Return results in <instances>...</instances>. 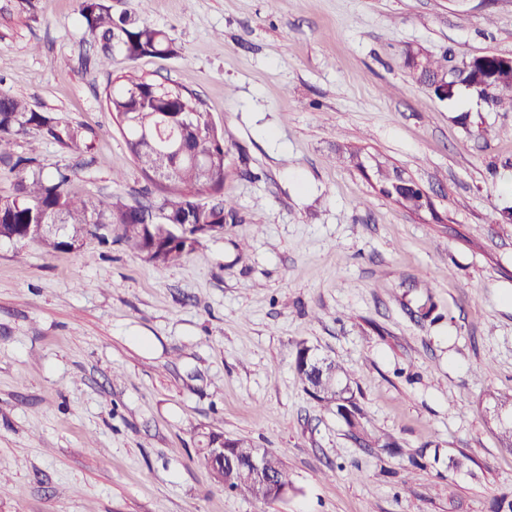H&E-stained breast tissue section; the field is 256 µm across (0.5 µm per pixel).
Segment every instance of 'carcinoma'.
Instances as JSON below:
<instances>
[{"instance_id": "cac0c4a2", "label": "carcinoma", "mask_w": 512, "mask_h": 512, "mask_svg": "<svg viewBox=\"0 0 512 512\" xmlns=\"http://www.w3.org/2000/svg\"><path fill=\"white\" fill-rule=\"evenodd\" d=\"M79 20L85 32L99 44L98 51L85 58L86 66L105 68L116 54L129 61L144 56L171 57L177 47L165 31L138 13L114 16L107 0H79ZM448 56L432 60L413 58L416 80L428 87L448 77V96L461 84L491 108L512 105V76L503 77L498 53L472 58L448 75ZM107 109L115 116L126 115L123 135L128 151L146 180L162 186L156 201L129 204L118 197L104 202L94 196L69 195L66 185L72 170L50 173L40 166L36 147L28 155H17L15 140L36 129L47 137L78 149L84 143L79 129L61 124L48 112L35 110L28 100L0 93V168L15 174L14 196L0 202V239L16 243L39 242L48 252L72 249L85 235L109 243L117 231V241L158 265L180 260L200 244L196 235L200 224H224V216L236 215L234 204L224 191V135L212 124L209 112L193 92L178 85L161 86L129 75L106 94ZM200 151L207 165L199 166L192 154ZM380 192L412 210L423 206L420 192L396 186L395 174L380 182ZM206 195L210 202L203 203ZM295 369L311 396L327 408L345 415L354 424L355 410L347 389L340 387L343 368L336 363L320 367L309 349L295 355ZM224 459L202 455L203 463L216 472V481L229 491H243L258 501L278 498L279 489L292 490L281 456L268 453L266 469L275 484L249 480L248 468L255 446L244 438L229 439Z\"/></svg>"}]
</instances>
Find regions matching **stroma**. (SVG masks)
Returning a JSON list of instances; mask_svg holds the SVG:
<instances>
[{
    "label": "stroma",
    "mask_w": 512,
    "mask_h": 512,
    "mask_svg": "<svg viewBox=\"0 0 512 512\" xmlns=\"http://www.w3.org/2000/svg\"><path fill=\"white\" fill-rule=\"evenodd\" d=\"M78 0H0V91L78 127L40 139L72 195L146 180L105 93L133 73L205 101L236 223L157 266L84 237L0 241V512H491L512 499V107L418 83L417 55L512 54V0H151L179 53L85 67ZM398 170L430 195L379 191ZM340 363L355 425L305 390ZM280 453L261 503L209 432ZM467 453V468L450 460ZM396 171L393 170L392 174L388 173L383 177L380 182V192L386 195L387 197L394 198L396 201L404 204L412 210H417L421 208L426 202H420L422 196L419 191L413 190L418 186L411 178L405 177L402 173V177L406 182L407 186L413 189H409L407 191L402 190L400 187L396 186ZM226 439L229 441L231 449L224 456V460H211L206 455L205 448V452L202 455L203 463L218 474H214L215 480L221 483L224 489L243 491L252 498L263 502L281 498L278 496V491L281 488L285 489L283 496L288 495V492L292 490V484L279 454L264 450L268 455L266 469L269 470L272 479L275 481L273 486L263 481H250L248 475L250 458L257 448H255L250 440L244 438ZM266 469L261 457L251 461L252 475L263 477L268 474Z\"/></svg>",
    "instance_id": "stroma-1"
}]
</instances>
